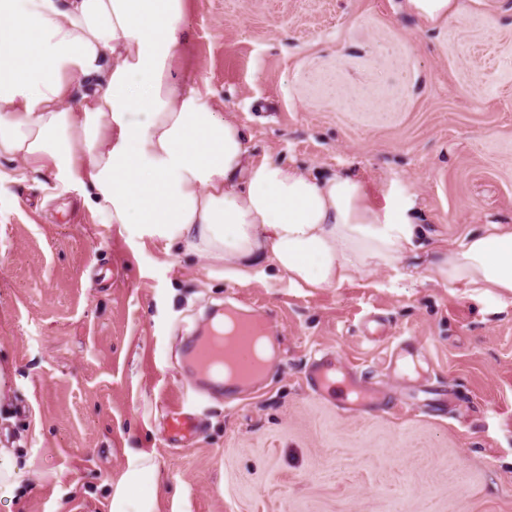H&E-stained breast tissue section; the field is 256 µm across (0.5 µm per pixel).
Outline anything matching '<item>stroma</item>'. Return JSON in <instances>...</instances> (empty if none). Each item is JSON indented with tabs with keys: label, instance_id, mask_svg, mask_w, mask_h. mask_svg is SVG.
<instances>
[{
	"label": "stroma",
	"instance_id": "1",
	"mask_svg": "<svg viewBox=\"0 0 512 512\" xmlns=\"http://www.w3.org/2000/svg\"><path fill=\"white\" fill-rule=\"evenodd\" d=\"M400 4L186 0L176 60L255 160L409 202L421 234L393 267L331 288L231 279L49 191L47 172L0 184V448L25 471L0 512H111L135 454L156 512H512V295L429 272L468 234L512 227V0H459L443 26ZM227 298L266 305L282 357L239 400H190L196 436L171 443L179 348ZM370 317L385 336L365 335ZM402 341L417 370L390 367ZM323 352L386 407L313 393Z\"/></svg>",
	"mask_w": 512,
	"mask_h": 512
}]
</instances>
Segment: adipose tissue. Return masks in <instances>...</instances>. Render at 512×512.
I'll use <instances>...</instances> for the list:
<instances>
[{
	"mask_svg": "<svg viewBox=\"0 0 512 512\" xmlns=\"http://www.w3.org/2000/svg\"><path fill=\"white\" fill-rule=\"evenodd\" d=\"M187 41L184 0H0V183L46 170L108 223L231 278L272 266L327 288L399 263L420 232L408 202L378 209L357 179L254 160L243 127L175 69ZM432 274L512 294V228L468 235Z\"/></svg>",
	"mask_w": 512,
	"mask_h": 512,
	"instance_id": "adipose-tissue-1",
	"label": "adipose tissue"
}]
</instances>
